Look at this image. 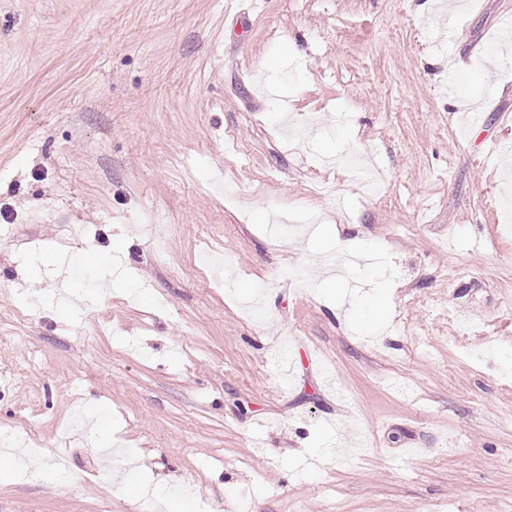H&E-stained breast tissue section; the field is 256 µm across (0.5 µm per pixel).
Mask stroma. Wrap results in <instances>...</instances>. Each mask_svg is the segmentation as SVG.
I'll return each mask as SVG.
<instances>
[{
	"label": "stroma",
	"instance_id": "stroma-1",
	"mask_svg": "<svg viewBox=\"0 0 512 512\" xmlns=\"http://www.w3.org/2000/svg\"><path fill=\"white\" fill-rule=\"evenodd\" d=\"M448 2L0 0V512H512V0Z\"/></svg>",
	"mask_w": 512,
	"mask_h": 512
}]
</instances>
